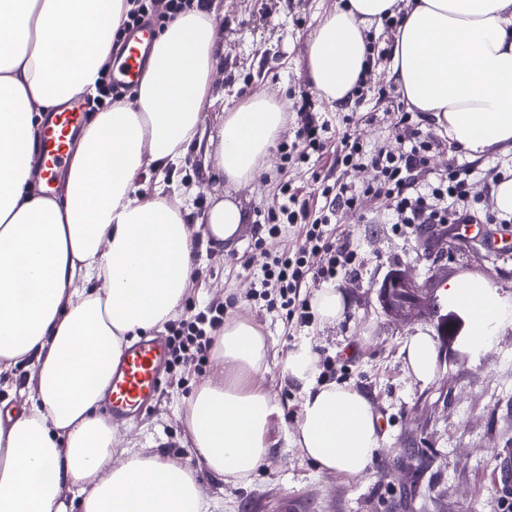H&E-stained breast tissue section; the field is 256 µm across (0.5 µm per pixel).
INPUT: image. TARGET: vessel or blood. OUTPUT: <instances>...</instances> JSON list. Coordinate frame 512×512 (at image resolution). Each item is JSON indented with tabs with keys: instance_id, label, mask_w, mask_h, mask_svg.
Instances as JSON below:
<instances>
[{
	"instance_id": "obj_1",
	"label": "vessel or blood",
	"mask_w": 512,
	"mask_h": 512,
	"mask_svg": "<svg viewBox=\"0 0 512 512\" xmlns=\"http://www.w3.org/2000/svg\"><path fill=\"white\" fill-rule=\"evenodd\" d=\"M150 36L151 29L145 24L127 33L121 55L112 61L115 87L125 88L139 81L147 61L141 45ZM84 112V106L73 101L47 114L40 144L47 185H54L58 173L66 169L69 142L81 127ZM166 361L167 349L158 342H142L123 353L106 397V406L113 418L125 419L148 408L159 389Z\"/></svg>"
}]
</instances>
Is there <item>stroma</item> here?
I'll use <instances>...</instances> for the list:
<instances>
[{
	"instance_id": "stroma-1",
	"label": "stroma",
	"mask_w": 512,
	"mask_h": 512,
	"mask_svg": "<svg viewBox=\"0 0 512 512\" xmlns=\"http://www.w3.org/2000/svg\"><path fill=\"white\" fill-rule=\"evenodd\" d=\"M342 0H217L223 66L217 79L221 97L213 106L222 111L257 91L281 98L291 118L282 136L295 139L299 109L321 124L323 151L302 156L273 150L269 167L231 196L248 214L236 250L222 254L203 250L202 269L178 310L190 316L208 307H221L225 319L254 322L267 344V368L255 377L275 399L280 415L269 429L272 454L250 477L228 482L203 474L201 492L210 512H501L493 489L499 463L512 458V325L502 328L489 348L470 343L466 311L440 298V312L456 325L447 352L438 354L434 378L421 383L410 377L402 347L418 330L437 335V321L423 318L405 323L388 316L377 290L395 269L417 280L433 279L435 288L462 276L486 278L499 297L512 302V251L489 249L474 239L449 240L439 263L424 256L422 240L429 225L401 234L393 225L374 223L388 202L369 197L362 213L341 211L332 231L347 236L357 259L352 272L335 285L349 298L341 320L331 326L317 318L289 322L285 310L267 308L252 298L255 275L241 262L254 252L258 238L267 249L285 251L299 243V228L283 227L266 239L263 221L280 197L281 187L298 191L309 210L324 203L321 191L336 178L353 189L370 182L369 165L348 170L336 164V144L350 133L363 148L391 139L398 113L408 106L389 77L390 58L377 61L367 77L361 103L331 104L313 91L305 78V46L319 18ZM467 169L479 213L496 209L493 193L485 189L489 170L512 176V153L489 151L471 157L451 142H443L430 159L425 181L447 176L449 167ZM310 342L318 353V378L366 392L380 415L382 452L362 477L351 479L319 471L287 436L300 411L302 392L283 379L281 366L295 344ZM217 369L214 354L187 367L179 384H163L151 409L134 421L116 426L114 461L125 450L164 453L197 466L189 446L184 410L189 398Z\"/></svg>"
}]
</instances>
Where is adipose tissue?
Returning <instances> with one entry per match:
<instances>
[{
	"instance_id": "obj_1",
	"label": "adipose tissue",
	"mask_w": 512,
	"mask_h": 512,
	"mask_svg": "<svg viewBox=\"0 0 512 512\" xmlns=\"http://www.w3.org/2000/svg\"><path fill=\"white\" fill-rule=\"evenodd\" d=\"M126 11L125 0H0V379L29 373L22 405L0 419V512L209 509L182 459L132 453L114 466V429L99 408L130 338L181 306L198 245L231 251L247 220L229 198L202 214L170 202L168 170L200 148L210 182L245 185L268 163L287 111L255 92L216 113L202 137L222 49L211 5L187 9L155 35L132 99L93 113L71 141L60 188L45 194L42 120L72 98L97 96ZM389 16L399 20L390 76L410 109L469 155L512 151V0H346L306 47V80L319 97L348 100L369 68L367 33ZM148 170L149 195L137 183ZM447 296L479 308L473 346H490L512 324V308L484 278L452 280ZM403 353L410 376L433 379L428 332L410 336ZM215 356L221 371L188 401L189 439L206 470L236 482L270 457L278 406L251 382L266 344L249 320L225 322ZM316 374L307 342L283 364L304 392L292 440L319 469L361 477L381 451L379 416L365 392Z\"/></svg>"
}]
</instances>
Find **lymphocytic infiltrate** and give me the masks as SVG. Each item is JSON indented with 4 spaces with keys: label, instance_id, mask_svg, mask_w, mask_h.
<instances>
[{
    "label": "lymphocytic infiltrate",
    "instance_id": "1",
    "mask_svg": "<svg viewBox=\"0 0 512 512\" xmlns=\"http://www.w3.org/2000/svg\"><path fill=\"white\" fill-rule=\"evenodd\" d=\"M399 151L385 147L374 149L371 162L377 172L374 182L363 193H356L348 184L334 182L325 186L322 194L325 205L315 213H308L297 205L298 196L284 192L281 202L268 213L265 229L268 236H277L282 225L303 223L304 237L293 251L273 253L260 249L257 285L259 296L268 303H281L288 317L309 318L311 304L300 291L307 281L327 282L348 272L354 252L349 242L332 238L328 227L338 211L360 210L362 197H386L392 202L391 221L397 229L407 230L425 224H473L484 219L488 224H511L512 214L488 213L477 216L470 204L471 191L462 170L449 169L445 182L421 191L419 179L428 167L434 141L423 137L413 128L408 117H401L395 126ZM313 251L323 252L325 263L311 268L306 256ZM223 320L222 315L202 313L179 320L169 348L173 365L201 361L213 344V334Z\"/></svg>",
    "mask_w": 512,
    "mask_h": 512
}]
</instances>
